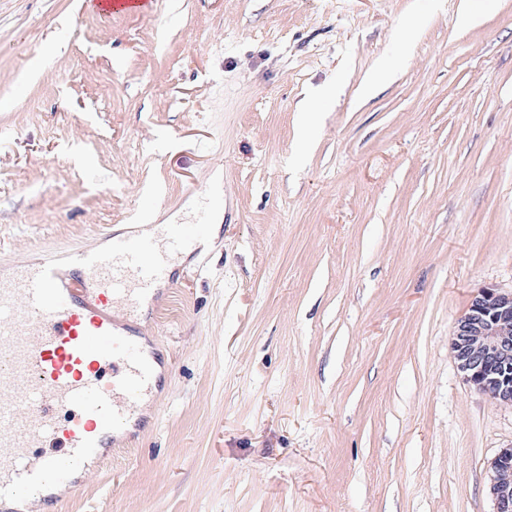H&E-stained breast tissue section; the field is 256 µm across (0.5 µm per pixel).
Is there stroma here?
Here are the masks:
<instances>
[{
	"mask_svg": "<svg viewBox=\"0 0 512 512\" xmlns=\"http://www.w3.org/2000/svg\"><path fill=\"white\" fill-rule=\"evenodd\" d=\"M216 176L136 323L163 406L27 512H494L512 406L450 340L512 292V0H0V269Z\"/></svg>",
	"mask_w": 512,
	"mask_h": 512,
	"instance_id": "35a3bbf8",
	"label": "stroma"
}]
</instances>
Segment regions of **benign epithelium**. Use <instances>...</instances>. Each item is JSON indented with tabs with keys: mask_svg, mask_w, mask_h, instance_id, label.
Segmentation results:
<instances>
[{
	"mask_svg": "<svg viewBox=\"0 0 512 512\" xmlns=\"http://www.w3.org/2000/svg\"><path fill=\"white\" fill-rule=\"evenodd\" d=\"M451 350L468 384L512 405V293L485 287L473 295L455 323ZM490 492L495 512H512V446L491 463Z\"/></svg>",
	"mask_w": 512,
	"mask_h": 512,
	"instance_id": "7a95c632",
	"label": "benign epithelium"
}]
</instances>
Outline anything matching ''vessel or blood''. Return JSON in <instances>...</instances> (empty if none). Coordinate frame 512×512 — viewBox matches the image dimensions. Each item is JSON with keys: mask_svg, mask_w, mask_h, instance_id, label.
Returning a JSON list of instances; mask_svg holds the SVG:
<instances>
[{"mask_svg": "<svg viewBox=\"0 0 512 512\" xmlns=\"http://www.w3.org/2000/svg\"><path fill=\"white\" fill-rule=\"evenodd\" d=\"M202 241L168 224L105 248L46 250L0 275L1 504L70 481L153 396L155 368L130 321Z\"/></svg>", "mask_w": 512, "mask_h": 512, "instance_id": "vessel-or-blood-1", "label": "vessel or blood"}]
</instances>
